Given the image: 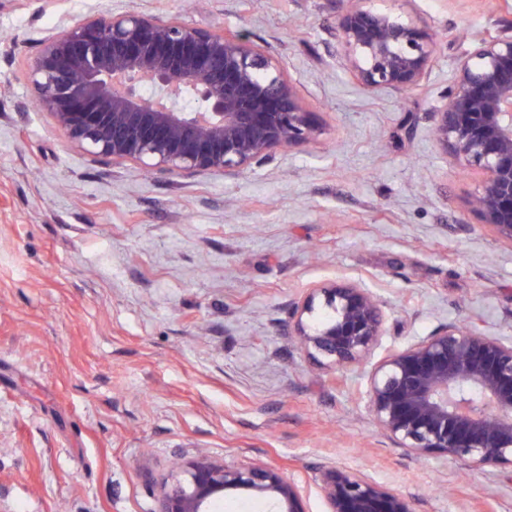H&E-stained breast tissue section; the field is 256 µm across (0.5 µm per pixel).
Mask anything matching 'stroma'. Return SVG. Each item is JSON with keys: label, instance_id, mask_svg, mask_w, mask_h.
I'll list each match as a JSON object with an SVG mask.
<instances>
[{"label": "stroma", "instance_id": "obj_1", "mask_svg": "<svg viewBox=\"0 0 512 512\" xmlns=\"http://www.w3.org/2000/svg\"><path fill=\"white\" fill-rule=\"evenodd\" d=\"M346 0H0V512H153L177 458L262 460L325 512L323 462L416 512H512V469L418 457L372 423L365 380L304 356L292 303L354 281L385 306L375 358L448 323L512 336V245L467 211L477 182L431 112L467 38L512 32V0H377L437 33L415 91L336 61ZM138 11L244 34L318 112L321 135L235 174L93 158L32 95L41 43Z\"/></svg>", "mask_w": 512, "mask_h": 512}]
</instances>
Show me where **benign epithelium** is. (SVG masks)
<instances>
[{
	"label": "benign epithelium",
	"mask_w": 512,
	"mask_h": 512,
	"mask_svg": "<svg viewBox=\"0 0 512 512\" xmlns=\"http://www.w3.org/2000/svg\"><path fill=\"white\" fill-rule=\"evenodd\" d=\"M336 40L346 70L371 92L418 89L436 47L426 26L365 0L338 16ZM30 81L71 144L149 172L233 174L321 134L317 113L264 50L155 14L74 20L43 42ZM431 118L438 144L477 177L470 210L512 246V35L470 39ZM385 332L380 302L355 282L313 288L290 313L289 335L314 363L367 368L372 422L395 447L484 472L512 466V337L450 324L371 365ZM315 482L326 512H415L413 497L357 469L325 463ZM231 492L306 512L279 468L205 454L157 483L154 512H210Z\"/></svg>",
	"instance_id": "benign-epithelium-1"
}]
</instances>
